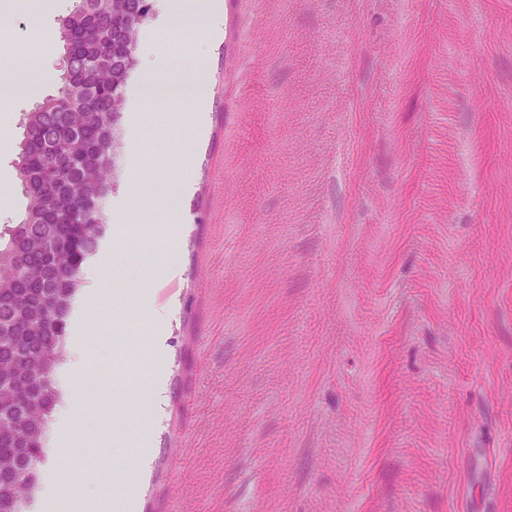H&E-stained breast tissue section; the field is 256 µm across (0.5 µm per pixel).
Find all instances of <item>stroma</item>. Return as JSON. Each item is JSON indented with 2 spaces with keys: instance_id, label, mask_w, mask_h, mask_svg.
Segmentation results:
<instances>
[{
  "instance_id": "1",
  "label": "stroma",
  "mask_w": 512,
  "mask_h": 512,
  "mask_svg": "<svg viewBox=\"0 0 512 512\" xmlns=\"http://www.w3.org/2000/svg\"><path fill=\"white\" fill-rule=\"evenodd\" d=\"M216 3L139 31L94 256L121 305L71 309L72 449L50 423L27 512L61 471L131 512H512V0ZM74 4L0 0L39 96ZM160 44L205 63L193 99H143ZM39 96L0 97V225ZM162 204L175 228L127 224Z\"/></svg>"
}]
</instances>
